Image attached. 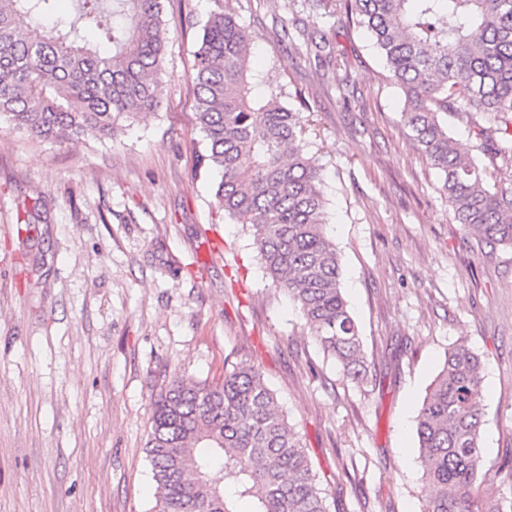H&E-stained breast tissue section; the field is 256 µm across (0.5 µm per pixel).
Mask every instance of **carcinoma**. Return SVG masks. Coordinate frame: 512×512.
<instances>
[{
    "mask_svg": "<svg viewBox=\"0 0 512 512\" xmlns=\"http://www.w3.org/2000/svg\"><path fill=\"white\" fill-rule=\"evenodd\" d=\"M58 0H0V121L36 138H113L156 112L164 97L162 0H72L50 30L36 20ZM369 35L405 95L412 147L442 178L454 219L480 241L512 248V187L490 186L462 154L443 114L461 102L492 125L472 132L491 160L512 163V0H313ZM93 32L109 50L87 40ZM251 35L234 14H210L194 52L197 166L221 173L224 215L249 224L264 274L288 293L311 336L344 379H364L365 353L342 291V264L326 233L320 168L303 153L299 113L270 94L251 97ZM354 82L345 57L328 60ZM483 362L465 343L448 348L416 417L419 459L431 489L423 512H512V495L478 501L484 465ZM155 512H236L229 478L254 512H328L297 433L258 368L236 364L217 384L183 377L151 401L145 443ZM216 457L225 473L211 471Z\"/></svg>",
    "mask_w": 512,
    "mask_h": 512,
    "instance_id": "cac0c4a2",
    "label": "carcinoma"
}]
</instances>
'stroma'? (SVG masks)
I'll list each match as a JSON object with an SVG mask.
<instances>
[{"instance_id": "1", "label": "stroma", "mask_w": 512, "mask_h": 512, "mask_svg": "<svg viewBox=\"0 0 512 512\" xmlns=\"http://www.w3.org/2000/svg\"><path fill=\"white\" fill-rule=\"evenodd\" d=\"M231 8L251 32L253 96L299 112L327 233L367 355L343 379L260 268L250 225L218 208L190 78L201 26ZM303 0H165L159 111L114 138L32 139L0 125V512H154L152 396L175 377L261 371L305 446L329 512H422L418 407L459 339L484 361L478 495L512 490V249L457 224L441 177L406 139L404 94L344 14L316 19L345 55L344 93L305 60ZM448 132L489 161L463 112Z\"/></svg>"}]
</instances>
